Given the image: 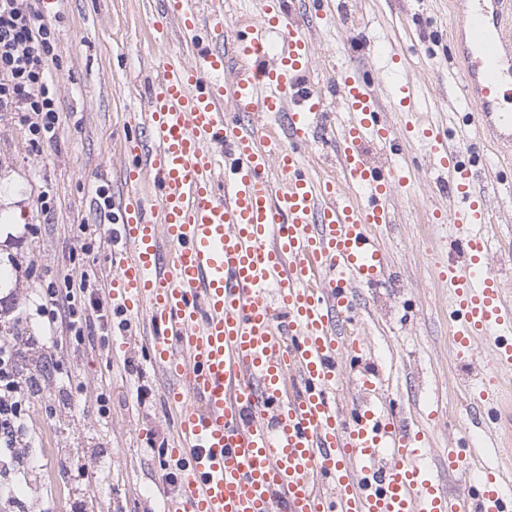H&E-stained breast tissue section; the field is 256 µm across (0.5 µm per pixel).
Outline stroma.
Masks as SVG:
<instances>
[{
	"label": "stroma",
	"mask_w": 512,
	"mask_h": 512,
	"mask_svg": "<svg viewBox=\"0 0 512 512\" xmlns=\"http://www.w3.org/2000/svg\"><path fill=\"white\" fill-rule=\"evenodd\" d=\"M159 8L158 0H66L60 13L45 18L57 34L64 85L56 142L33 149L17 116L0 112V252L9 256L0 277L20 285L5 322L17 337L19 371L45 368L26 417V478L10 482L24 497L17 509L0 500V512H158L162 448L173 430L160 381L143 373L139 356L103 351L113 321L107 307L80 344L63 326L54 339H43L37 307L45 289L63 288L65 277L86 274L91 283H104L109 243L99 197L123 195L119 142L126 113L142 105L154 54L140 18ZM447 25L444 0H336L314 33L309 79L325 91L333 64L371 70L387 121L399 125L388 92L398 74L384 69L380 53L393 43L405 55L402 74L419 86L420 111L448 116L456 88ZM404 157L418 170L415 185L391 197L397 221L376 232L388 279L358 290L354 304L395 408L429 419L432 468L455 493L461 478L448 469L449 449L469 434L477 465H489L512 421L485 427L469 400L465 367L450 342L449 290L437 278L458 229L429 220L440 197L435 174L423 168L421 145L405 146ZM510 162L499 151L488 154V168L499 171L501 182L492 199L497 220L488 227L492 255L512 275V173L503 169ZM44 190L54 202L47 215L37 203ZM17 211L23 223L14 221ZM54 362L63 363V372L51 370Z\"/></svg>",
	"instance_id": "1"
}]
</instances>
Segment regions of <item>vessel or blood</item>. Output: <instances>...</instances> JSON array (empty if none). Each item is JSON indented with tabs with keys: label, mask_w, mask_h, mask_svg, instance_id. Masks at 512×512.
Here are the masks:
<instances>
[{
	"label": "vessel or blood",
	"mask_w": 512,
	"mask_h": 512,
	"mask_svg": "<svg viewBox=\"0 0 512 512\" xmlns=\"http://www.w3.org/2000/svg\"><path fill=\"white\" fill-rule=\"evenodd\" d=\"M448 2L464 120L511 152L512 0ZM162 4L145 21L152 40L178 36L196 54L190 65L156 56L144 109L129 115L127 192L107 219L122 245L107 254L104 288L118 319L110 352L146 348L176 417L167 453L179 489H160L161 512H512L502 470H473L466 449L449 451L448 468L469 479L467 495L435 480L426 429L393 419L364 342L336 328L353 290L387 275L373 229L394 223L387 201L410 172L357 72L337 65L329 97L307 80L322 12L257 0V19L228 40L224 0ZM229 57L243 64L231 79ZM332 97L347 115L337 128ZM392 98L453 200L441 220L469 228L438 278L453 345L481 378L473 398L499 410L512 281L489 258L477 158L462 133L419 112L415 82L397 81ZM317 133L335 143L334 171L319 179L305 152ZM346 356L364 362L350 417L336 401Z\"/></svg>",
	"instance_id": "b4317fda"
}]
</instances>
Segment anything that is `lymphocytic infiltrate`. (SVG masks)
Listing matches in <instances>:
<instances>
[{
	"mask_svg": "<svg viewBox=\"0 0 512 512\" xmlns=\"http://www.w3.org/2000/svg\"><path fill=\"white\" fill-rule=\"evenodd\" d=\"M40 0H0V112H15L26 127L29 142L39 146L56 139L60 128L58 100L63 91L53 72L57 60L55 36L38 7ZM87 278H66L63 290L51 289L38 307L49 327L64 323L75 341H83L82 321L65 308L60 292H87ZM15 354L0 347V451H8L6 462L16 461L15 450L23 441V414L38 394L37 376H21L14 367Z\"/></svg>",
	"mask_w": 512,
	"mask_h": 512,
	"instance_id": "obj_1",
	"label": "lymphocytic infiltrate"
}]
</instances>
